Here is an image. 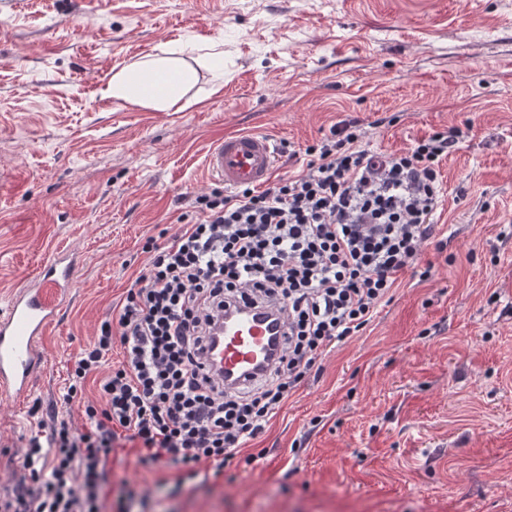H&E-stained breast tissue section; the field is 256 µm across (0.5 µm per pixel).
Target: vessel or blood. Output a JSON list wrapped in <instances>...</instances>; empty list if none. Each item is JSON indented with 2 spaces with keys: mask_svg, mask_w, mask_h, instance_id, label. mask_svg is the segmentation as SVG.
Instances as JSON below:
<instances>
[{
  "mask_svg": "<svg viewBox=\"0 0 512 512\" xmlns=\"http://www.w3.org/2000/svg\"><path fill=\"white\" fill-rule=\"evenodd\" d=\"M275 165V146L259 132L224 134L206 156L208 175L228 189L267 184ZM79 264L75 254H55L10 295L7 311L0 315L1 395L25 393L43 369V344L59 321ZM285 330L279 310L236 302L224 311L220 339L206 348V366L223 375L225 388L251 387L281 357Z\"/></svg>",
  "mask_w": 512,
  "mask_h": 512,
  "instance_id": "vessel-or-blood-1",
  "label": "vessel or blood"
}]
</instances>
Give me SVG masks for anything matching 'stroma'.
Segmentation results:
<instances>
[{"instance_id":"obj_1","label":"stroma","mask_w":512,"mask_h":512,"mask_svg":"<svg viewBox=\"0 0 512 512\" xmlns=\"http://www.w3.org/2000/svg\"><path fill=\"white\" fill-rule=\"evenodd\" d=\"M187 41L224 49L188 107L104 90L125 65ZM360 121L394 153L459 133L427 246L371 322L322 355L265 432L206 484L138 465L118 438L105 474L144 512H512V0H0V312L55 252L81 261L46 367L0 399V493L29 483L31 429L69 412L72 359L178 232L214 140L260 131L288 148Z\"/></svg>"}]
</instances>
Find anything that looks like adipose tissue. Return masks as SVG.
Here are the masks:
<instances>
[{
    "label": "adipose tissue",
    "mask_w": 512,
    "mask_h": 512,
    "mask_svg": "<svg viewBox=\"0 0 512 512\" xmlns=\"http://www.w3.org/2000/svg\"><path fill=\"white\" fill-rule=\"evenodd\" d=\"M191 51V45L185 43L167 54L130 64L113 74L109 94L113 99L157 112L181 110L182 100L196 80L195 69L185 60Z\"/></svg>",
    "instance_id": "1"
}]
</instances>
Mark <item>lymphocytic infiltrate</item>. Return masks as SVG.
I'll list each match as a JSON object with an SVG mask.
<instances>
[{
	"instance_id": "1",
	"label": "lymphocytic infiltrate",
	"mask_w": 512,
	"mask_h": 512,
	"mask_svg": "<svg viewBox=\"0 0 512 512\" xmlns=\"http://www.w3.org/2000/svg\"><path fill=\"white\" fill-rule=\"evenodd\" d=\"M362 138L358 120H341L302 147L301 171L261 190L199 195L174 236L146 243L147 267L73 361L64 402L78 405L85 426L63 417L31 432L23 465L32 482L1 496L0 512H104V474L121 432L139 442L141 466L170 464L183 482L206 463L223 475L317 358L369 323L401 275L430 278L420 264L455 137L436 133L389 155L363 148ZM238 299L276 306L287 331L262 383L228 390L203 355ZM92 378L96 401L84 397Z\"/></svg>"
}]
</instances>
